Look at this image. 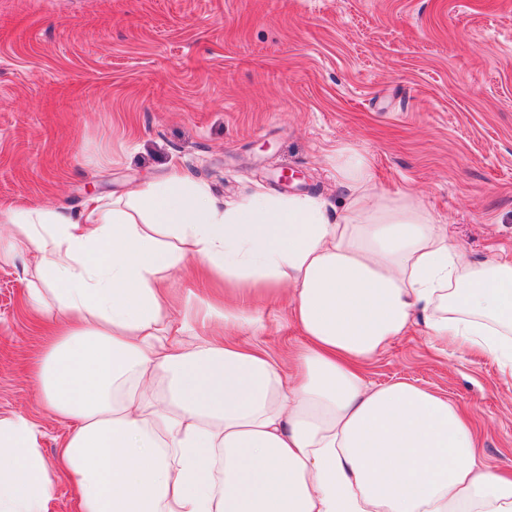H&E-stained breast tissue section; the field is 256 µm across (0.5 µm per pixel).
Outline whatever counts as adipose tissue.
Returning a JSON list of instances; mask_svg holds the SVG:
<instances>
[{
    "label": "adipose tissue",
    "mask_w": 512,
    "mask_h": 512,
    "mask_svg": "<svg viewBox=\"0 0 512 512\" xmlns=\"http://www.w3.org/2000/svg\"><path fill=\"white\" fill-rule=\"evenodd\" d=\"M334 172L336 213L261 188L221 203L174 167L123 201L6 214L0 260L38 273L25 304L57 326L36 377L70 431L51 470L38 425L0 418V512H47L55 472L76 512H512V476L479 460L455 403L365 373L419 317L512 383V262L379 193L357 150L337 149ZM190 269L286 302L305 338L292 367L174 318L169 278Z\"/></svg>",
    "instance_id": "1"
}]
</instances>
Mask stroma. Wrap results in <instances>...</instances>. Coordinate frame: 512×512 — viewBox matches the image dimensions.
<instances>
[{"label": "stroma", "instance_id": "1", "mask_svg": "<svg viewBox=\"0 0 512 512\" xmlns=\"http://www.w3.org/2000/svg\"><path fill=\"white\" fill-rule=\"evenodd\" d=\"M351 147L379 191L422 199L474 257L512 260V0H0V212L79 210L179 167L221 200L256 187L341 209ZM26 258L0 262V415L23 413L54 463L66 423L35 398L42 352ZM304 338L285 304L251 342ZM474 420L512 475V388L496 362L422 320L366 366Z\"/></svg>", "mask_w": 512, "mask_h": 512}]
</instances>
